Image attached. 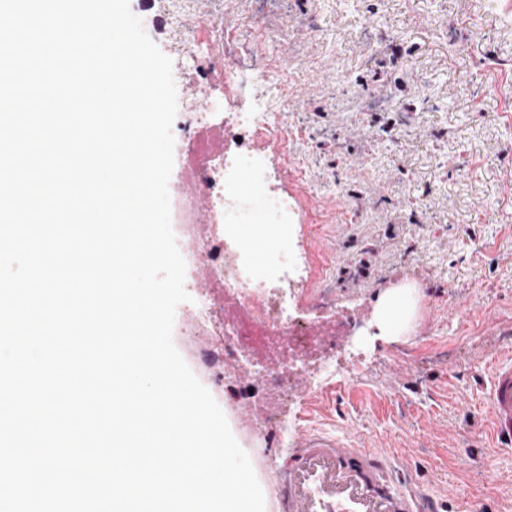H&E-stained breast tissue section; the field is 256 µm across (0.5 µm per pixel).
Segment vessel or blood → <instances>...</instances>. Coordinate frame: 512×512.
Returning a JSON list of instances; mask_svg holds the SVG:
<instances>
[{
  "label": "vessel or blood",
  "mask_w": 512,
  "mask_h": 512,
  "mask_svg": "<svg viewBox=\"0 0 512 512\" xmlns=\"http://www.w3.org/2000/svg\"><path fill=\"white\" fill-rule=\"evenodd\" d=\"M494 434L512 449V355L494 368L488 394ZM275 512H446L424 494L412 466L325 433L304 431L276 471Z\"/></svg>",
  "instance_id": "b4317fda"
}]
</instances>
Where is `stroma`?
<instances>
[{
    "label": "stroma",
    "instance_id": "35a3bbf8",
    "mask_svg": "<svg viewBox=\"0 0 512 512\" xmlns=\"http://www.w3.org/2000/svg\"><path fill=\"white\" fill-rule=\"evenodd\" d=\"M145 33L184 77L201 51L231 56L251 17L287 30L266 63L288 72L287 161L301 233L353 315L374 325L385 291L415 283L410 325L386 339L341 337L342 370L262 438L240 422L185 336L173 343L210 390L269 488L288 424L407 457L448 512H512V453L492 435L486 393L512 352V0H129ZM225 21L208 28L210 17ZM344 180L350 191L332 189Z\"/></svg>",
    "mask_w": 512,
    "mask_h": 512
}]
</instances>
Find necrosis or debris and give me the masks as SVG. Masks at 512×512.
Wrapping results in <instances>:
<instances>
[{"label": "necrosis or debris", "mask_w": 512, "mask_h": 512, "mask_svg": "<svg viewBox=\"0 0 512 512\" xmlns=\"http://www.w3.org/2000/svg\"><path fill=\"white\" fill-rule=\"evenodd\" d=\"M255 29L250 20L236 34L238 50L224 71L228 79L246 75L254 106L240 109L220 96L204 109L183 101L172 134L196 182L188 184L182 170H175L170 195L171 221L189 243L181 251L185 288L194 296L187 333L204 342L216 384L235 404L252 410L288 397L297 379H305L311 389L334 379L336 359L329 349L336 337L358 326L349 316H337L332 289L309 287L307 258L284 247L283 237L264 238L267 257L255 265L227 233L247 196L260 200L274 223L299 219L294 198L283 190L279 173L265 163L258 146L270 131L280 139L288 137L270 110L271 102L285 96L287 77L259 63ZM217 124L224 128V149L213 153L200 145L198 135ZM244 169L255 175L246 189L236 180ZM199 193L209 203L203 219L196 212Z\"/></svg>", "instance_id": "4bbe7bcc"}]
</instances>
